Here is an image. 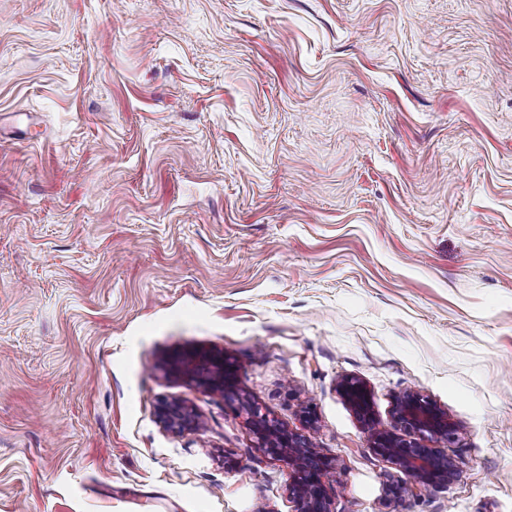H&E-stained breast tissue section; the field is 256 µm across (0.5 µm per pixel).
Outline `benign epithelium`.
Wrapping results in <instances>:
<instances>
[{
  "label": "benign epithelium",
  "mask_w": 512,
  "mask_h": 512,
  "mask_svg": "<svg viewBox=\"0 0 512 512\" xmlns=\"http://www.w3.org/2000/svg\"><path fill=\"white\" fill-rule=\"evenodd\" d=\"M174 369L196 384L219 390L238 401L259 447L288 465L291 474L288 489L296 512H333L326 490L332 461L320 455L310 440L269 418L248 397L240 394L233 382V367L224 353L191 351L175 362ZM339 390L366 426L370 448L386 457L400 473L387 480L389 503L401 502L410 483L424 490L445 486L460 475L459 464L448 454L420 445L425 438L446 442L453 439L456 432L447 412L422 394L406 391L397 398L394 405L397 429L387 430L377 426L371 396L363 382L346 378ZM160 416L163 424L176 432L196 425L193 412L179 403H162Z\"/></svg>",
  "instance_id": "benign-epithelium-1"
}]
</instances>
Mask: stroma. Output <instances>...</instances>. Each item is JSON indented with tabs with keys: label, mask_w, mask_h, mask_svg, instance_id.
<instances>
[{
	"label": "stroma",
	"mask_w": 512,
	"mask_h": 512,
	"mask_svg": "<svg viewBox=\"0 0 512 512\" xmlns=\"http://www.w3.org/2000/svg\"><path fill=\"white\" fill-rule=\"evenodd\" d=\"M187 350L334 512L394 471L346 377L458 426L400 512H512V0H0V512H295ZM174 369L199 386L219 390L238 401L259 447L288 465L291 474L288 489L296 512H333L326 490L332 461L320 455L309 439L270 419L248 397L240 394L233 382V367L224 353L191 351L175 362ZM160 416L163 424L176 432L190 429L197 423L193 412L179 403H162Z\"/></svg>",
	"instance_id": "1"
}]
</instances>
